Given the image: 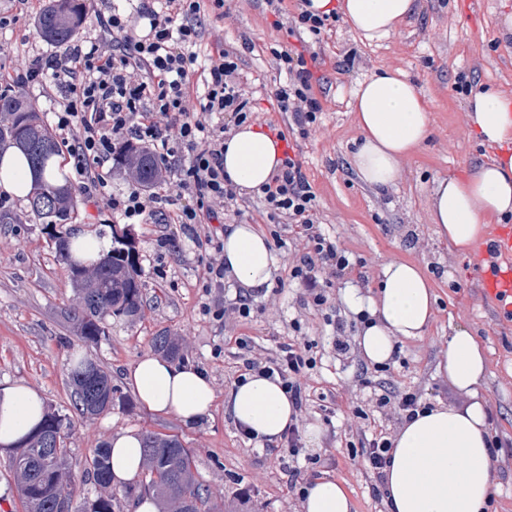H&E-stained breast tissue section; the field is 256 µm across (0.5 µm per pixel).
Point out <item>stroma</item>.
<instances>
[{
  "label": "stroma",
  "mask_w": 512,
  "mask_h": 512,
  "mask_svg": "<svg viewBox=\"0 0 512 512\" xmlns=\"http://www.w3.org/2000/svg\"><path fill=\"white\" fill-rule=\"evenodd\" d=\"M477 18L464 12V0H418L416 14L387 37L369 42L345 21L314 43L322 62L323 84L313 93L321 121L308 137L289 134L288 114L274 109L271 91L279 79L275 49L287 42L274 25L266 0H224L223 13L201 4L202 36L196 47L206 55L229 48L242 58V73L255 88L262 107L254 124L287 132L303 163L318 203L322 229L360 257L369 274L358 287L362 298L375 296L379 269L389 261L419 264L430 277L436 303L423 336L400 340L386 372L371 373L373 384L393 391L417 392L422 402L461 404L462 399L435 371L453 328L467 326L486 349L488 372L480 387L491 431L502 446L494 462L498 492L490 512H512V321L495 315L480 293L483 262L466 261L442 240L428 221L429 200L438 179L461 177L490 161L497 147L481 144L467 112V95L455 91L466 79L512 98V35L500 22L512 15V0H482ZM39 0H0L10 26L0 29V61L58 55L63 45L49 44L36 31ZM400 71L422 93L432 116L429 138L402 164L395 187L380 193L364 184L352 166L359 132L352 112V91L380 70ZM237 221L254 225L278 257L271 279L256 294L248 319L227 318L237 281L208 288L203 273L215 257L207 245L192 242L176 224H136L143 309L139 318L109 317L98 343L84 342L71 315L79 299L67 265L56 252V226L29 214L26 200L10 199L0 210V383L25 381L40 391L47 408L68 414L72 426L66 445L76 485L75 507L96 498L99 488L86 473L94 448L124 429L177 437L191 453L192 473L224 512H302V500L288 486L289 468L300 483L319 477L339 482L354 512H388L372 492L373 478L348 454L363 434L394 423L360 418L366 394L354 384L355 367L336 359V306L346 291L329 288L322 310L305 308L303 288L288 278V263L303 243L288 224L262 220L251 194L238 196ZM300 329H293V322ZM307 334L317 365L303 379L309 398L298 416L303 448L286 456L280 444L260 445L244 438L224 410L235 385L240 347L273 356L295 333ZM177 337L182 359L205 371L216 401L210 416L191 425L174 416H158L142 406L124 380L127 367L153 352L158 336ZM93 359L112 377L115 404L92 418L75 416L68 375L76 356Z\"/></svg>",
  "instance_id": "1"
}]
</instances>
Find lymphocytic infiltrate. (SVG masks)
I'll return each instance as SVG.
<instances>
[{
	"label": "lymphocytic infiltrate",
	"instance_id": "obj_1",
	"mask_svg": "<svg viewBox=\"0 0 512 512\" xmlns=\"http://www.w3.org/2000/svg\"><path fill=\"white\" fill-rule=\"evenodd\" d=\"M200 9V0H138L132 11L92 17V24L109 31V41L85 37L62 55L37 56L12 71L0 67V86L53 83L59 93L53 126L75 189L84 203L104 204L127 223L220 224L237 205L235 186L224 173V139L253 117L255 100L236 52L223 49L216 60L201 63L194 50ZM276 57L284 74L273 91L277 107L291 115L299 136L308 137L321 112L313 95L318 56L291 48ZM194 73L200 84L191 82ZM138 146L151 152L164 180L110 192L111 161ZM254 196L263 216L294 225L304 243L289 276L304 287L307 307L319 310L327 303L323 278L367 281L363 262L323 232L317 196L297 157L284 155ZM315 366L307 347L292 341L278 357L243 359L239 372L279 378L301 412L308 406L301 378ZM366 402L371 412L398 423L413 419L422 406L408 390L370 391Z\"/></svg>",
	"mask_w": 512,
	"mask_h": 512
}]
</instances>
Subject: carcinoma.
I'll return each instance as SVG.
<instances>
[{
  "label": "carcinoma",
  "mask_w": 512,
  "mask_h": 512,
  "mask_svg": "<svg viewBox=\"0 0 512 512\" xmlns=\"http://www.w3.org/2000/svg\"><path fill=\"white\" fill-rule=\"evenodd\" d=\"M85 20L83 0H50L37 16L35 24L40 37L51 43L69 41ZM0 111L7 117L0 121V150L19 147L28 157L32 169L39 174L29 196L33 215L51 225L72 219L74 200L67 185H59L50 173L51 160L58 153L56 141L39 113L21 95L0 100ZM124 165L134 181L143 187L158 176L154 159L145 150L130 151ZM59 257L68 261L72 287L79 294L74 318L80 322L82 338L95 342L105 334L104 320L110 316L135 318L142 309L140 268L136 255L118 236L115 246L96 264L87 267L69 260L67 240L63 232L55 235ZM154 347L172 358L181 354L179 343L170 336H157ZM72 405L77 414L89 418L112 408L115 389L106 370L91 359H84L69 372ZM71 419L65 414L48 412L42 423L26 437L11 461L26 512H53L58 499L72 500L76 488L68 471V450L54 452L43 447L45 434H67ZM146 472L144 488L155 492L163 506L174 512H218L208 495L194 484L191 456L175 437L148 433L143 436ZM90 472L101 489L90 507L83 512H112V482L109 448L102 444L90 460Z\"/></svg>",
  "instance_id": "1"
}]
</instances>
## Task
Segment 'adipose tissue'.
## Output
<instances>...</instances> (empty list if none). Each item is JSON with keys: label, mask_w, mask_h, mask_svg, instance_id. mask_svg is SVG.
I'll return each mask as SVG.
<instances>
[{"label": "adipose tissue", "mask_w": 512, "mask_h": 512, "mask_svg": "<svg viewBox=\"0 0 512 512\" xmlns=\"http://www.w3.org/2000/svg\"><path fill=\"white\" fill-rule=\"evenodd\" d=\"M312 10L337 12L366 40L386 37L414 14L417 0H310ZM353 111L363 141L353 155L360 180L378 189L393 187L401 163L415 153L430 133L431 116L416 88L399 75L383 72L361 82L353 93ZM467 109L484 143L499 146V155L462 177L438 180L429 220L440 238L461 257L476 254L493 220L512 214V98L485 89L473 94ZM282 157L273 136L243 125L224 142V172L239 189L252 191L266 183ZM33 173L17 151L0 154V192L25 197ZM224 268L249 288L270 280L277 257L268 239L250 224H230L224 231ZM369 305L373 320L360 339L365 356L387 361L398 340L422 336L433 313L429 277L414 263L391 261L379 272L376 299ZM488 370L484 349L465 327H457L439 356L436 371L467 402L438 404L404 421L392 439L391 463L384 492L388 512H487L494 494L491 431L478 388ZM124 379L148 410L173 415L190 424L209 415L215 392L207 375L187 363L147 354L129 365ZM224 408L238 427L258 444L280 439L297 413L278 381L263 373L248 374L230 391ZM40 392L23 381L0 387V448L17 445L41 420ZM112 482L133 481L144 462L143 437L126 429L110 442ZM346 490L328 478L312 480L303 512H352Z\"/></svg>", "instance_id": "ef3b65f1"}]
</instances>
